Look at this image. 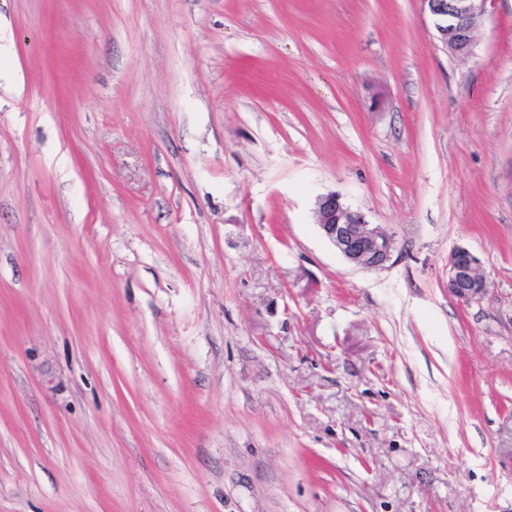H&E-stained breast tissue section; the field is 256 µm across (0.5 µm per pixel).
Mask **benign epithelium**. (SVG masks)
<instances>
[{
	"mask_svg": "<svg viewBox=\"0 0 512 512\" xmlns=\"http://www.w3.org/2000/svg\"><path fill=\"white\" fill-rule=\"evenodd\" d=\"M445 49L470 53L488 0H421ZM315 218L322 235L353 267L378 270L395 250L394 239L366 215L350 206L342 195L329 192L317 197ZM490 290L479 259L468 249L455 248L449 258L448 292L465 304L480 301Z\"/></svg>",
	"mask_w": 512,
	"mask_h": 512,
	"instance_id": "1",
	"label": "benign epithelium"
}]
</instances>
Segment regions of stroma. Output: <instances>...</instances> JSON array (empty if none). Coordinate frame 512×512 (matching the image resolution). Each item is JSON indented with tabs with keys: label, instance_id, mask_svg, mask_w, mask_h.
<instances>
[{
	"label": "stroma",
	"instance_id": "1",
	"mask_svg": "<svg viewBox=\"0 0 512 512\" xmlns=\"http://www.w3.org/2000/svg\"><path fill=\"white\" fill-rule=\"evenodd\" d=\"M0 26V512H512V0L465 57L421 0ZM314 212L322 235L353 267L378 270L391 260L394 239L380 225L370 224L366 215L339 193L318 196ZM490 290L479 259L468 249L455 248L449 258L448 291L465 304L480 301Z\"/></svg>",
	"mask_w": 512,
	"mask_h": 512
}]
</instances>
